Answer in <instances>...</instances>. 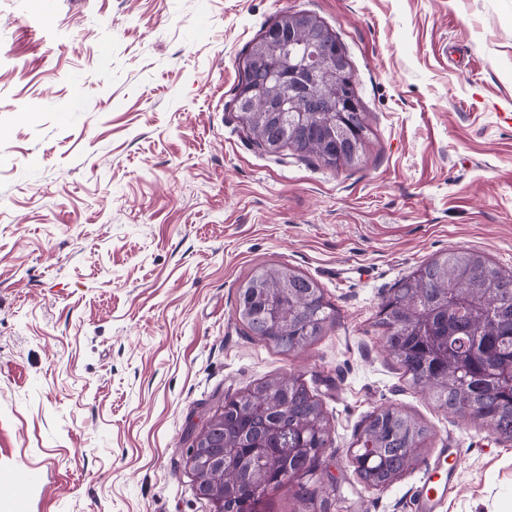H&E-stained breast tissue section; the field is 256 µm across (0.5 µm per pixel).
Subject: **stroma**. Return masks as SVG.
I'll return each instance as SVG.
<instances>
[{
    "instance_id": "obj_1",
    "label": "stroma",
    "mask_w": 512,
    "mask_h": 512,
    "mask_svg": "<svg viewBox=\"0 0 512 512\" xmlns=\"http://www.w3.org/2000/svg\"><path fill=\"white\" fill-rule=\"evenodd\" d=\"M307 11L346 48L371 134L355 168L261 153L233 109L248 45ZM452 249L512 268V0H0V512H211L188 450L225 396L300 377L330 435L328 512H512V441L439 408L376 324ZM285 264L323 336H249L237 288ZM390 405L428 426L368 487L349 450ZM457 456L455 448H440L434 464L431 465L417 489L418 512H435L440 501L453 487L454 470L448 465V458Z\"/></svg>"
}]
</instances>
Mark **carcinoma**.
Segmentation results:
<instances>
[{
  "label": "carcinoma",
  "instance_id": "1",
  "mask_svg": "<svg viewBox=\"0 0 512 512\" xmlns=\"http://www.w3.org/2000/svg\"><path fill=\"white\" fill-rule=\"evenodd\" d=\"M319 18L307 11L283 13L270 27L283 37L266 44L263 37L247 47L243 77L235 93L253 83L264 94L292 107L294 91H285L270 75L266 60L287 59L317 40ZM341 74L328 68L320 89L332 93ZM354 145L341 160L325 156L332 135L324 113L310 114L302 125L293 118L270 120L257 115L242 123L254 145L266 154L287 148L301 159L326 168L355 167L362 159L371 129L368 113H348L343 119ZM512 310V270L483 254L450 250L422 263L389 289L378 312L385 343L411 383L430 395L438 407L463 414L504 440H512V386L496 379V370L512 363V321L499 315ZM323 290L306 275L286 265L256 268L240 285L236 314L249 335L265 342L276 337L279 351L291 353L321 336L330 317ZM207 455L226 448L241 449L248 462L229 461L235 474L219 484L214 470H193L197 494L209 502L224 498V512H272L268 488L288 485L318 468L317 449L327 447L329 426L323 405L298 377L261 379L224 398V414L208 419ZM428 428L393 406L374 410L355 441L351 459L360 479L371 487L389 485L415 459Z\"/></svg>",
  "mask_w": 512,
  "mask_h": 512
}]
</instances>
